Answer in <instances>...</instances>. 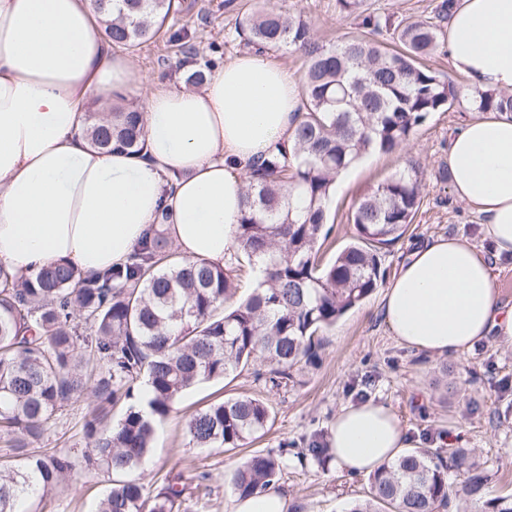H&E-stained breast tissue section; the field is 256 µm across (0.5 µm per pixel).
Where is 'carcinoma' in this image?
<instances>
[{"mask_svg": "<svg viewBox=\"0 0 512 512\" xmlns=\"http://www.w3.org/2000/svg\"><path fill=\"white\" fill-rule=\"evenodd\" d=\"M361 35L337 44L315 39L301 17L273 7L242 14L237 32L257 52L288 50L304 58L300 77L305 112L294 144L252 166L245 210L237 227L235 266L176 257L153 226L130 261L85 276L57 263L31 279L0 266V512L60 487L75 465L111 476L98 512H179L182 490L152 495L135 473L149 458L156 427L189 389L246 368L273 389H288L294 369L317 357L320 333L360 306L383 282L380 249L398 241L422 205L420 174L412 167L378 184L354 206L356 234L326 266L319 252L334 222L328 201L336 177L363 157L391 154L461 91L423 64L445 38L454 0H441L429 20L363 9L337 0ZM112 42L128 48L154 38L174 0H108L97 6ZM389 34L397 47L377 40ZM479 112L512 116V93L471 92ZM89 145L130 155L145 143L143 111L130 107L87 118ZM264 264L245 297L229 303L240 284L242 259ZM91 331L83 335L82 328ZM90 393L86 448L77 458L33 451L50 422L74 398ZM123 409L112 423V409ZM271 420L268 401L249 395L216 399L186 424L195 448L244 447ZM308 451L331 461L325 441ZM463 472L448 484V465ZM282 458L256 452L232 478L249 497L276 484ZM485 476L461 448H413L369 477V496L347 512H442L452 501L482 497Z\"/></svg>", "mask_w": 512, "mask_h": 512, "instance_id": "cac0c4a2", "label": "carcinoma"}]
</instances>
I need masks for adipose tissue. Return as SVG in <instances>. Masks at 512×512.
Listing matches in <instances>:
<instances>
[{
	"instance_id": "obj_1",
	"label": "adipose tissue",
	"mask_w": 512,
	"mask_h": 512,
	"mask_svg": "<svg viewBox=\"0 0 512 512\" xmlns=\"http://www.w3.org/2000/svg\"><path fill=\"white\" fill-rule=\"evenodd\" d=\"M446 43L471 87L512 90V0H457ZM135 81L93 0H0V265L14 275L59 260L84 275L127 263L160 217L186 258L220 266L236 246L242 175L291 144L298 76L273 58L237 54L202 89L156 86L140 155L91 147L88 112ZM448 172L483 245L457 233L416 242L381 298L395 340L438 357L492 338L512 344V305L494 287L497 263L512 260V117L465 122L448 141ZM327 443L336 469L350 474L421 445L373 400L338 411Z\"/></svg>"
}]
</instances>
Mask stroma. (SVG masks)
I'll return each instance as SVG.
<instances>
[{"label": "stroma", "instance_id": "1", "mask_svg": "<svg viewBox=\"0 0 512 512\" xmlns=\"http://www.w3.org/2000/svg\"><path fill=\"white\" fill-rule=\"evenodd\" d=\"M176 10L156 39L128 50L137 75L184 83L182 46L197 51V62L222 63L245 51L236 32L238 14L254 6H271L300 16L320 42L336 44L356 34L354 19L342 17L336 0H237L228 10L224 0H175ZM477 115L470 99L461 98L450 111L433 114L404 145L389 155L366 156L337 184L329 200L334 231L321 249L329 262L352 239L354 202L367 189L416 162L423 171V203L406 233L381 251L386 276H393L410 244L448 233L478 240L476 215L457 199L448 173V139ZM381 295L373 293L336 326L324 332L318 358L301 365L294 387L272 391L250 372L235 380H214L187 391L156 430L153 450L138 475L149 491L167 481L178 482L183 493L180 512H225L233 496L230 478L250 454L287 449L288 465L278 488L290 500V512H347L366 498V475H349L324 468L313 459L298 461L310 439L328 431L333 416L345 405L372 398L389 406L412 437L436 448L442 435L460 429L463 445L487 478L483 496L470 502L468 512H494L499 498L512 495V345L488 340L458 357H430L397 343L385 324ZM247 394L273 406L269 431L261 439L233 451L189 445L185 425L189 416L218 398ZM92 398L82 395L51 424L38 442L79 455L85 446L84 417ZM110 486L107 474L77 471L64 486L49 493L44 512H96Z\"/></svg>", "mask_w": 512, "mask_h": 512}]
</instances>
